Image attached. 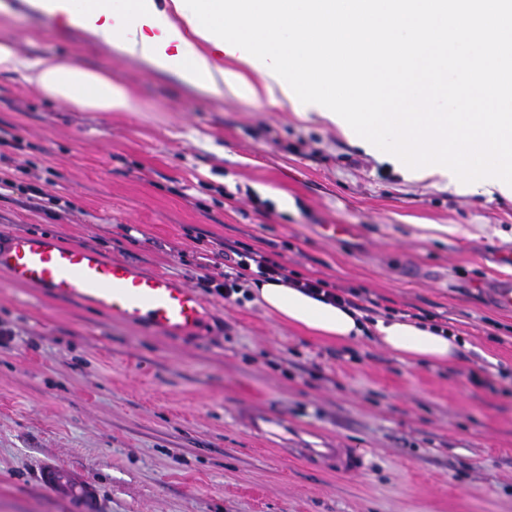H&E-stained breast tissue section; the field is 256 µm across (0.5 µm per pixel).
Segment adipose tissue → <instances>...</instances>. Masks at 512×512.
Wrapping results in <instances>:
<instances>
[{
  "label": "adipose tissue",
  "instance_id": "obj_1",
  "mask_svg": "<svg viewBox=\"0 0 512 512\" xmlns=\"http://www.w3.org/2000/svg\"><path fill=\"white\" fill-rule=\"evenodd\" d=\"M34 11L82 32L94 43L169 72L184 85L216 99L225 94L257 97L280 84L262 74L253 84L243 73L224 68V55L212 40L197 34L173 0H26ZM0 74L35 86L46 97L97 112L125 111L128 91L110 77L87 70L59 55L25 56L13 42L0 41ZM255 303L288 324L336 342H376L401 362L447 364L464 349L439 327L399 316L365 320L358 310L335 305L275 282H255Z\"/></svg>",
  "mask_w": 512,
  "mask_h": 512
}]
</instances>
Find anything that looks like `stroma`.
I'll return each instance as SVG.
<instances>
[{
	"label": "stroma",
	"mask_w": 512,
	"mask_h": 512,
	"mask_svg": "<svg viewBox=\"0 0 512 512\" xmlns=\"http://www.w3.org/2000/svg\"><path fill=\"white\" fill-rule=\"evenodd\" d=\"M0 40L125 86L133 108L63 105L0 77V231L52 234L187 286L218 243L277 256L304 277L366 289L384 308L461 337L449 366L406 365L369 343L305 335L252 300L205 297V332L173 340L0 275V512H74L42 463L80 471L101 512H512V198L413 179L316 112L218 101L0 0ZM328 224H348L337 241ZM286 417L272 441L241 404ZM366 452L361 475L303 466V440Z\"/></svg>",
	"instance_id": "obj_1"
}]
</instances>
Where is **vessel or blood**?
<instances>
[{
    "label": "vessel or blood",
    "instance_id": "obj_1",
    "mask_svg": "<svg viewBox=\"0 0 512 512\" xmlns=\"http://www.w3.org/2000/svg\"><path fill=\"white\" fill-rule=\"evenodd\" d=\"M0 272L55 301L80 304L171 336L199 334L206 324V304L194 289L164 274L145 273L129 263L103 258L80 244L62 243L52 235H1ZM286 425L284 418L257 412L248 417L245 428L261 435ZM300 458L308 464L328 459L340 473L366 469L364 453L355 448H305ZM38 478L43 486L75 503L78 512H99L98 493L84 475L46 462Z\"/></svg>",
    "mask_w": 512,
    "mask_h": 512
}]
</instances>
